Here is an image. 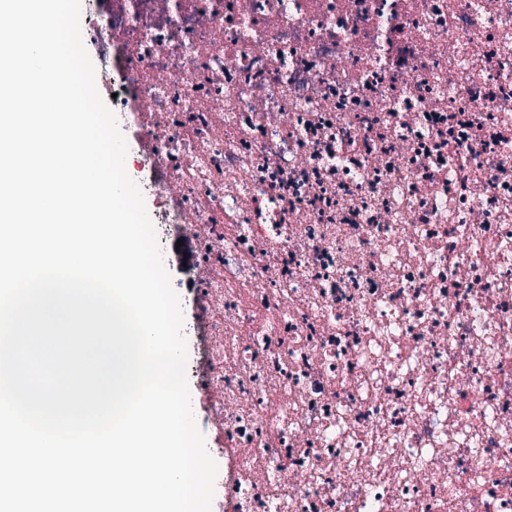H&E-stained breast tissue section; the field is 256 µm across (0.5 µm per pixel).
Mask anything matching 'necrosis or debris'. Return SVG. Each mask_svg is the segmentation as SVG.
Returning a JSON list of instances; mask_svg holds the SVG:
<instances>
[{"mask_svg": "<svg viewBox=\"0 0 512 512\" xmlns=\"http://www.w3.org/2000/svg\"><path fill=\"white\" fill-rule=\"evenodd\" d=\"M192 240L235 512H512V0H98Z\"/></svg>", "mask_w": 512, "mask_h": 512, "instance_id": "necrosis-or-debris-1", "label": "necrosis or debris"}]
</instances>
